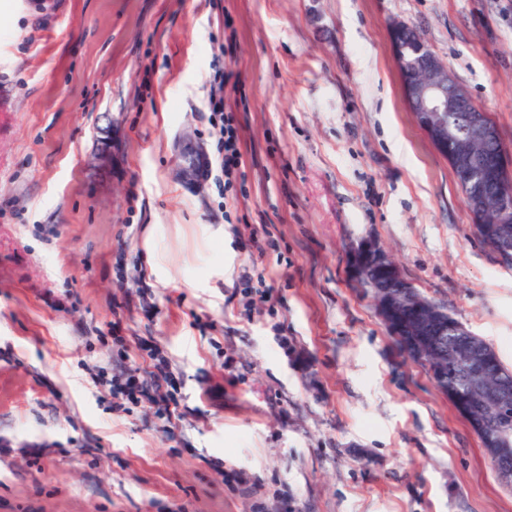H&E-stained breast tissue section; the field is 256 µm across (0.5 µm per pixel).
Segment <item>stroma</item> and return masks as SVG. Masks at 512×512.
Here are the masks:
<instances>
[{"label": "stroma", "instance_id": "1", "mask_svg": "<svg viewBox=\"0 0 512 512\" xmlns=\"http://www.w3.org/2000/svg\"><path fill=\"white\" fill-rule=\"evenodd\" d=\"M396 22L512 151V0H0V512H512L347 276L377 240L512 369V268L404 100ZM218 73L228 192L176 163L217 156ZM141 339L173 426L112 394ZM224 76L217 86L211 87L210 104L214 112L221 115V127L219 130V155L216 160L217 169L224 172V184H230L232 177L242 167L243 155L241 152L242 137L234 116L227 113L224 117ZM223 116V119H222Z\"/></svg>", "mask_w": 512, "mask_h": 512}]
</instances>
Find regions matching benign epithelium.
Here are the masks:
<instances>
[{"label":"benign epithelium","instance_id":"benign-epithelium-1","mask_svg":"<svg viewBox=\"0 0 512 512\" xmlns=\"http://www.w3.org/2000/svg\"><path fill=\"white\" fill-rule=\"evenodd\" d=\"M390 42L397 66L411 71L402 90L417 125L436 150L455 165L457 181L488 187L470 200L469 211L477 222L491 225L499 259L512 260V230L507 228L512 224V155L500 144L497 128L415 29L394 24ZM373 273L401 281L402 290L395 293L381 288L379 281L372 280ZM349 275L360 288L382 290L383 299L374 302L382 323L392 335L403 338L407 353L428 359L434 382L443 381L452 365L440 347L448 325L444 306L405 279L396 261L373 240H364L352 249ZM496 364L493 352L480 349L465 365L471 386L482 391V397L470 404L469 418L486 448L500 461V479L512 483V389L498 374Z\"/></svg>","mask_w":512,"mask_h":512}]
</instances>
